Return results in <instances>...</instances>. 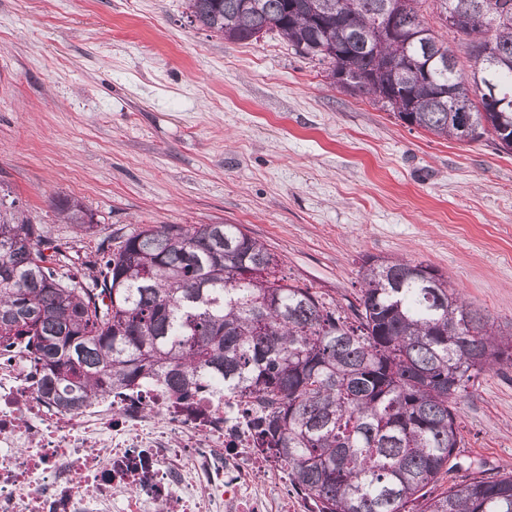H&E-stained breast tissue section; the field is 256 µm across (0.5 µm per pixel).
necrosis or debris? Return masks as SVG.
Masks as SVG:
<instances>
[{"instance_id": "4bbe7bcc", "label": "necrosis or debris", "mask_w": 512, "mask_h": 512, "mask_svg": "<svg viewBox=\"0 0 512 512\" xmlns=\"http://www.w3.org/2000/svg\"><path fill=\"white\" fill-rule=\"evenodd\" d=\"M223 387L180 401L162 381L72 412L33 360L0 349V512H285L255 487L275 462Z\"/></svg>"}]
</instances>
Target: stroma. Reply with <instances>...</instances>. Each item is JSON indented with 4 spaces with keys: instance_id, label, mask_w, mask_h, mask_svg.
<instances>
[{
    "instance_id": "obj_1",
    "label": "stroma",
    "mask_w": 512,
    "mask_h": 512,
    "mask_svg": "<svg viewBox=\"0 0 512 512\" xmlns=\"http://www.w3.org/2000/svg\"><path fill=\"white\" fill-rule=\"evenodd\" d=\"M0 189L75 271L136 229L238 224L325 302L357 303L365 257H407L512 333V153L407 126L281 33L224 40L184 0H0ZM457 410L458 465L430 497L512 471V366ZM55 207L66 223L72 224L80 234L90 233L94 229V215L79 200L68 196L58 197Z\"/></svg>"
}]
</instances>
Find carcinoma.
<instances>
[{"mask_svg": "<svg viewBox=\"0 0 512 512\" xmlns=\"http://www.w3.org/2000/svg\"><path fill=\"white\" fill-rule=\"evenodd\" d=\"M186 2L191 22L228 41L279 31L329 85L410 127L512 151V0H433L470 41L468 74L425 22L427 0ZM55 207L94 229L79 200ZM46 249L43 226L0 200V343L33 356L52 403L78 411L157 378L182 397L222 383L258 412L257 447L317 512H406L457 458L458 396L512 366V334L423 261L365 258L349 316L279 275L239 224L143 228L99 246V269L81 277ZM422 512H512V472L451 486Z\"/></svg>", "mask_w": 512, "mask_h": 512, "instance_id": "1", "label": "carcinoma"}]
</instances>
